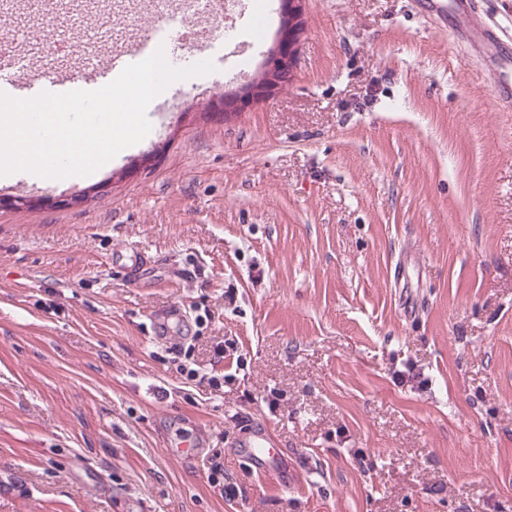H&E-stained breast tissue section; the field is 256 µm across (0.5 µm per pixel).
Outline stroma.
<instances>
[{"label":"stroma","instance_id":"stroma-1","mask_svg":"<svg viewBox=\"0 0 512 512\" xmlns=\"http://www.w3.org/2000/svg\"><path fill=\"white\" fill-rule=\"evenodd\" d=\"M99 2L15 10L0 55L77 72L53 46L164 21ZM269 2L228 0L215 72L151 102L104 195L0 179V512H512V112L463 41L512 0H303L293 80L209 113L259 77ZM249 446L245 449V453L261 473L276 475L280 472L282 458L273 448L268 447L269 443L263 434L259 433Z\"/></svg>","mask_w":512,"mask_h":512}]
</instances>
